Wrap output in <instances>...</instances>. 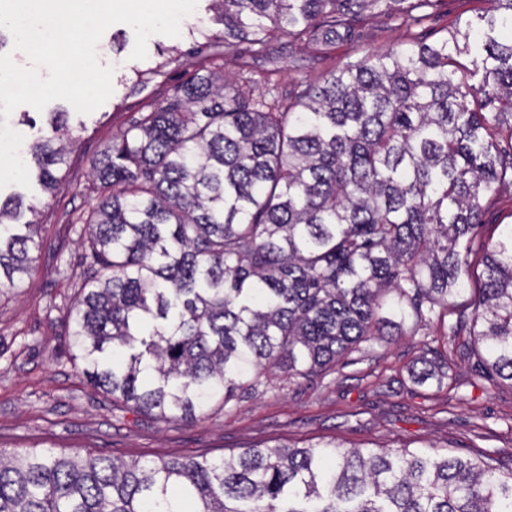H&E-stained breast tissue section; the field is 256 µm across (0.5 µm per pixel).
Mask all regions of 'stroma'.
<instances>
[{"mask_svg":"<svg viewBox=\"0 0 512 512\" xmlns=\"http://www.w3.org/2000/svg\"><path fill=\"white\" fill-rule=\"evenodd\" d=\"M490 7L489 0H435L422 23L368 13L350 40L318 52L288 45L273 34L263 51L241 43L219 58L192 51L193 40L183 33L150 36L146 59L134 61L132 27H109L97 55L101 66L114 69L113 93L92 113L71 112L70 125H82L83 131L57 188L50 193L35 184L0 188L4 198L19 194L37 199L46 226L31 275L20 288L0 294V447L125 460L184 458L205 451L220 459L252 446H303L333 439L365 451L434 445L461 458L484 453L512 470V385L490 386L480 375L476 356L468 352V330L451 335L446 321L430 320L417 334L390 343H362L338 368L309 378L262 375L227 405L212 404L191 422H166L113 404L110 395L86 383L63 312L87 274L74 219L88 213L95 201L92 160L196 69L244 74L259 92L273 82L288 96L298 83L320 82L364 54L437 40ZM156 66L162 69L160 76L130 90L127 78L133 69ZM507 224H512V186L485 203L481 226L470 242V290L482 287L487 246ZM426 351L454 360L451 386L421 387L411 381L409 369Z\"/></svg>","mask_w":512,"mask_h":512,"instance_id":"1","label":"stroma"}]
</instances>
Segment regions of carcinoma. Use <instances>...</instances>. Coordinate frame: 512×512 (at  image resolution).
I'll return each mask as SVG.
<instances>
[{
    "label": "carcinoma",
    "mask_w": 512,
    "mask_h": 512,
    "mask_svg": "<svg viewBox=\"0 0 512 512\" xmlns=\"http://www.w3.org/2000/svg\"><path fill=\"white\" fill-rule=\"evenodd\" d=\"M210 2L223 29L200 36L226 50L273 32L332 45L367 12L418 24L433 6ZM490 2L483 26L368 53L288 105L197 70L113 138L92 163L90 274L66 312L86 380L136 412L190 421L217 395L228 404L250 368L309 377L370 338L454 314L486 380L512 384V225L465 298L482 201L512 186L500 147L512 141V0ZM64 115L30 146L48 193L78 141ZM36 216L33 202L0 200V292L33 269ZM449 370L424 356L410 377L441 385ZM0 512H512V472L492 455L334 442L144 462L0 448Z\"/></svg>",
    "instance_id": "1"
}]
</instances>
